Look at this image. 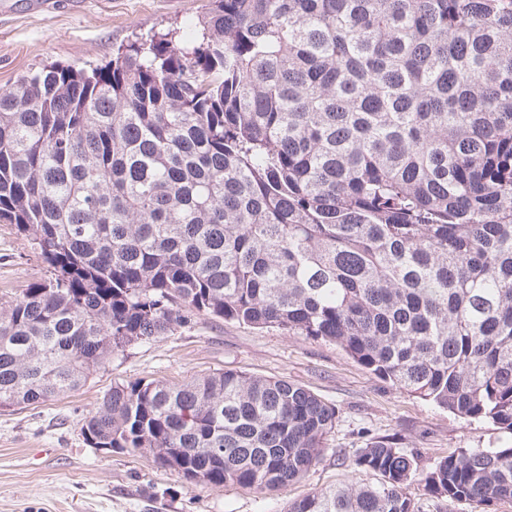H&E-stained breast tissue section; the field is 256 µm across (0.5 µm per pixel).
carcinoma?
<instances>
[{
    "instance_id": "1",
    "label": "carcinoma",
    "mask_w": 512,
    "mask_h": 512,
    "mask_svg": "<svg viewBox=\"0 0 512 512\" xmlns=\"http://www.w3.org/2000/svg\"><path fill=\"white\" fill-rule=\"evenodd\" d=\"M198 40L135 41L0 88V223L51 277L0 301V409L79 390L198 312L339 345L512 437V0H208ZM336 410L237 371L115 383L93 448L272 492ZM287 512H419V456ZM438 499H512V443L438 459Z\"/></svg>"
}]
</instances>
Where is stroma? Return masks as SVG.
I'll return each mask as SVG.
<instances>
[{
	"label": "stroma",
	"mask_w": 512,
	"mask_h": 512,
	"mask_svg": "<svg viewBox=\"0 0 512 512\" xmlns=\"http://www.w3.org/2000/svg\"><path fill=\"white\" fill-rule=\"evenodd\" d=\"M25 2L8 0L0 12V87L52 62L77 68L107 63L141 37L169 33L176 42L190 40L186 23L207 0H55L52 10L37 13ZM49 276L35 247L0 223V298ZM227 370L287 380L335 407L336 427L323 455L301 479L271 493L203 488L149 456L85 443L83 419L112 384L143 379L179 385ZM377 437L417 452L424 469L459 449L508 441L492 422L458 417L395 388L335 344L200 312L176 334L114 358L75 393L0 411V512H286L312 491L375 482L351 460ZM408 493L420 512H512V500L480 507L438 500L418 478Z\"/></svg>",
	"instance_id": "stroma-1"
}]
</instances>
